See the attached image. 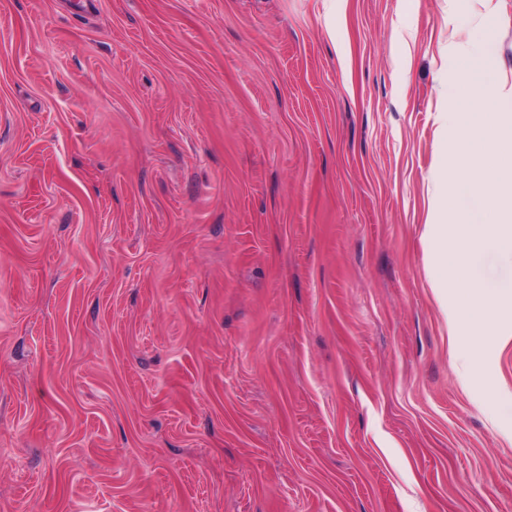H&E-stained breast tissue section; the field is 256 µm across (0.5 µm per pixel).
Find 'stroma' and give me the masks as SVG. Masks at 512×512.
I'll list each match as a JSON object with an SVG mask.
<instances>
[{
  "label": "stroma",
  "instance_id": "35a3bbf8",
  "mask_svg": "<svg viewBox=\"0 0 512 512\" xmlns=\"http://www.w3.org/2000/svg\"><path fill=\"white\" fill-rule=\"evenodd\" d=\"M512 0H0V512H512L460 375L438 115Z\"/></svg>",
  "mask_w": 512,
  "mask_h": 512
}]
</instances>
